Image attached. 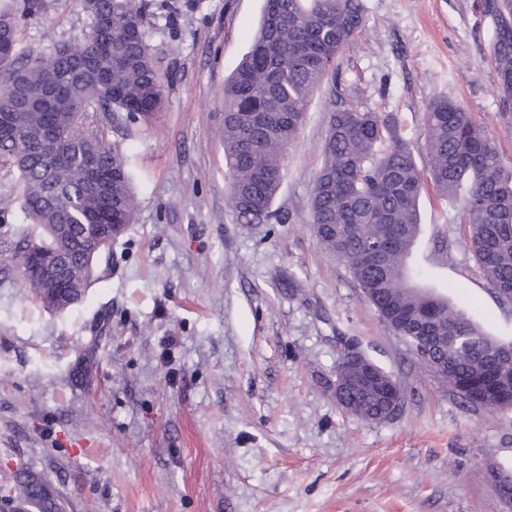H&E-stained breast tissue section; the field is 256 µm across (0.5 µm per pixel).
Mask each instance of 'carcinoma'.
Segmentation results:
<instances>
[{
    "instance_id": "obj_1",
    "label": "carcinoma",
    "mask_w": 512,
    "mask_h": 512,
    "mask_svg": "<svg viewBox=\"0 0 512 512\" xmlns=\"http://www.w3.org/2000/svg\"><path fill=\"white\" fill-rule=\"evenodd\" d=\"M93 17L88 33L41 52L21 49L22 27L41 0L0 4V165L22 183L19 207L47 240L21 248V272L42 303L34 250L63 251L69 287L52 289L74 304L91 282L101 251L79 225L100 224L107 239L133 222L136 201L128 158L112 143L121 119L149 124L164 86L146 38L148 0H80ZM494 23L492 63L504 105L512 103V0H483ZM362 0H265L250 50L224 83L220 140L230 201L246 224L273 216L288 144L302 128L313 95L364 27ZM429 176L467 225L464 245L495 290H512V162L495 137L460 103L429 102ZM422 174L391 115L347 102L333 110L315 179L311 216L319 242L349 267L381 319L399 336L437 338L429 365L448 368V383L467 405L512 406V353L446 299L407 283L417 238ZM20 512H59L41 477L17 480Z\"/></svg>"
}]
</instances>
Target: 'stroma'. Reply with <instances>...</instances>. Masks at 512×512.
<instances>
[{
  "instance_id": "obj_1",
  "label": "stroma",
  "mask_w": 512,
  "mask_h": 512,
  "mask_svg": "<svg viewBox=\"0 0 512 512\" xmlns=\"http://www.w3.org/2000/svg\"><path fill=\"white\" fill-rule=\"evenodd\" d=\"M481 3L363 0L362 33L288 146L276 221L246 224L229 201L221 99L264 0H150L163 110L110 135L129 159L135 222L66 310L45 309L21 276L20 246L45 234L16 203L17 173L0 168V500L23 469L67 512H512L488 474L512 466V410L464 404L417 362L320 245L310 207L340 99L394 115L421 172L436 97L463 103L512 162ZM89 26L77 0H43L22 46L73 42ZM419 214V286L511 339L512 305L428 179ZM349 343L399 383L392 417L337 402Z\"/></svg>"
}]
</instances>
